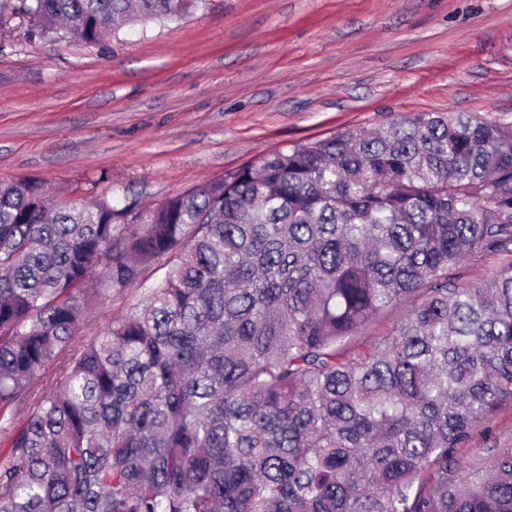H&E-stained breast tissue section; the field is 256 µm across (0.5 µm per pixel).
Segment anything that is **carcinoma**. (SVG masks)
<instances>
[{
	"label": "carcinoma",
	"mask_w": 512,
	"mask_h": 512,
	"mask_svg": "<svg viewBox=\"0 0 512 512\" xmlns=\"http://www.w3.org/2000/svg\"><path fill=\"white\" fill-rule=\"evenodd\" d=\"M200 2L0 0V31L97 43ZM49 196L0 183V512H512L511 446L461 466L512 405V123L340 131L142 224ZM496 257H485L478 261L469 262L464 268V281L477 283L491 277L497 266ZM145 285L140 288H126L121 291L112 290L102 298L97 311L92 314L83 331H94L99 325L113 317H119L127 312L130 306L138 303L144 297Z\"/></svg>",
	"instance_id": "1"
}]
</instances>
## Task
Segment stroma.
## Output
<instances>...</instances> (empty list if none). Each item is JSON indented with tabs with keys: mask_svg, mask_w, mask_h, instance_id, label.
Masks as SVG:
<instances>
[{
	"mask_svg": "<svg viewBox=\"0 0 512 512\" xmlns=\"http://www.w3.org/2000/svg\"><path fill=\"white\" fill-rule=\"evenodd\" d=\"M417 112L512 123V0H204L99 43L0 36V183L146 210Z\"/></svg>",
	"mask_w": 512,
	"mask_h": 512,
	"instance_id": "1",
	"label": "stroma"
}]
</instances>
